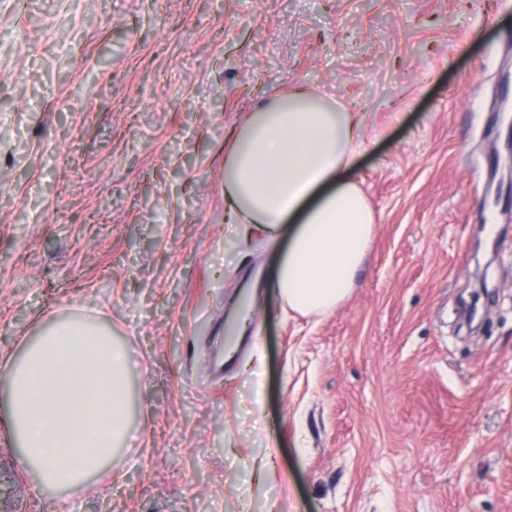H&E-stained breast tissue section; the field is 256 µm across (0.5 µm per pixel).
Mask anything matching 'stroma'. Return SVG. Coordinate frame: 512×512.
I'll return each instance as SVG.
<instances>
[{"instance_id": "1", "label": "stroma", "mask_w": 512, "mask_h": 512, "mask_svg": "<svg viewBox=\"0 0 512 512\" xmlns=\"http://www.w3.org/2000/svg\"><path fill=\"white\" fill-rule=\"evenodd\" d=\"M298 85L363 114L375 216L319 316L224 210L230 133ZM74 314L131 436L37 491L0 368V512H512V0H0V353Z\"/></svg>"}]
</instances>
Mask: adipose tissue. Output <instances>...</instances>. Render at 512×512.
Segmentation results:
<instances>
[{
    "instance_id": "ef3b65f1",
    "label": "adipose tissue",
    "mask_w": 512,
    "mask_h": 512,
    "mask_svg": "<svg viewBox=\"0 0 512 512\" xmlns=\"http://www.w3.org/2000/svg\"><path fill=\"white\" fill-rule=\"evenodd\" d=\"M362 115L303 87L253 112L224 159V201L237 224L290 230L276 286L302 314L351 293L374 217L345 176L360 149ZM12 443L39 491L65 493L112 468L131 428L130 364L102 324H49L8 357Z\"/></svg>"
}]
</instances>
